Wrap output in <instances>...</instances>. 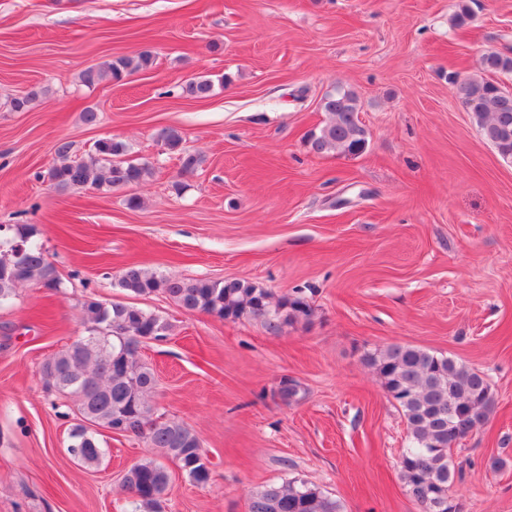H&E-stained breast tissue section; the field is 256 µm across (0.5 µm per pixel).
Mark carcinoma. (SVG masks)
Wrapping results in <instances>:
<instances>
[{"label": "carcinoma", "mask_w": 512, "mask_h": 512, "mask_svg": "<svg viewBox=\"0 0 512 512\" xmlns=\"http://www.w3.org/2000/svg\"><path fill=\"white\" fill-rule=\"evenodd\" d=\"M151 52L107 61L99 69H88L82 82L93 86L103 78L153 65ZM512 75V54L486 52L480 73L453 80L460 102L473 116L484 139L505 160H512V94L507 95L497 75ZM196 98L212 94L213 84L197 77L187 84ZM328 121L309 134L316 154L358 155L367 145V130L359 118L357 94L343 87L321 100ZM164 146L180 155L181 172L198 169L202 158L183 148L182 133L167 128L160 134ZM72 145L59 142L46 177L55 187L119 189L142 182L151 174L148 164L118 160L125 143L102 138L94 154L86 159L71 157ZM34 229L13 228L0 239V305L8 303L19 286L33 283L49 291L61 288L56 268L42 246L33 240ZM118 287L129 294L161 293L187 313H205L231 321L259 319L267 329L278 332L285 324L307 321L312 308L300 295L278 299L259 285L240 279H183L158 275L131 264L119 276ZM85 335L46 358L40 373L45 388L71 401L77 411L93 422L90 429L80 424L69 433V454L79 463L100 462L103 449L98 429L128 426L134 435L158 448L177 462L196 485L211 480L210 462L199 437L184 423L155 416L152 396L158 378L152 366L139 359L145 339L162 340L171 325L158 314L120 302L90 299L83 304ZM365 363L380 377L398 404L410 439L400 459V478L406 492L423 512H448V491L455 475L453 451L459 442L482 426L494 409L486 375L443 354L409 345H392L367 352ZM169 484L166 467L148 460L131 466L124 474L122 488L131 495L139 512H163V496ZM248 512H341L340 503L318 487L304 481L270 484L254 492Z\"/></svg>", "instance_id": "1"}]
</instances>
